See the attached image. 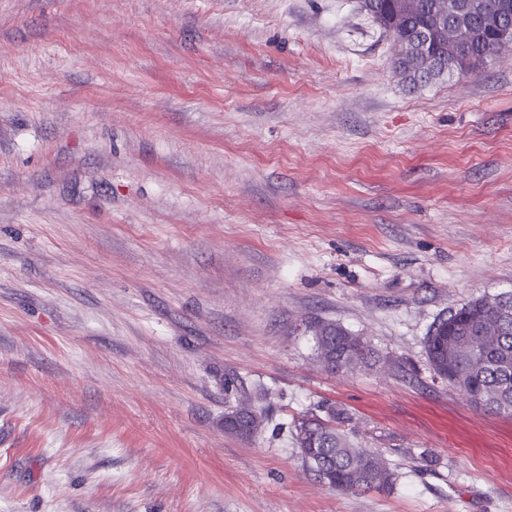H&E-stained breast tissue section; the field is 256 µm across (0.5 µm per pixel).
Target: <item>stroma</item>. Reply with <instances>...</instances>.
<instances>
[{
  "instance_id": "1",
  "label": "stroma",
  "mask_w": 512,
  "mask_h": 512,
  "mask_svg": "<svg viewBox=\"0 0 512 512\" xmlns=\"http://www.w3.org/2000/svg\"><path fill=\"white\" fill-rule=\"evenodd\" d=\"M510 289L512 51L414 86L360 0H0V512H512L424 345ZM331 406L392 490L303 464ZM305 327L314 336L317 357L326 369H353L373 354L364 336L339 323L314 318L306 321ZM262 422V410L251 400H245L224 414V432L241 439H248L257 433Z\"/></svg>"
}]
</instances>
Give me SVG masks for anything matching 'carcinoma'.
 <instances>
[{
  "mask_svg": "<svg viewBox=\"0 0 512 512\" xmlns=\"http://www.w3.org/2000/svg\"><path fill=\"white\" fill-rule=\"evenodd\" d=\"M360 7L391 37L395 67L414 85L473 72L512 47V0H473L467 10L449 0H360ZM305 327L326 369H353L372 355L365 337L336 322L314 318ZM425 347L437 377L469 391L475 406L512 416V291L449 311L431 325ZM350 421L345 411L328 409L299 441L303 462L342 493L391 490L389 463L351 442ZM262 422V410L245 400L224 414V432L248 439Z\"/></svg>",
  "mask_w": 512,
  "mask_h": 512,
  "instance_id": "1",
  "label": "carcinoma"
}]
</instances>
